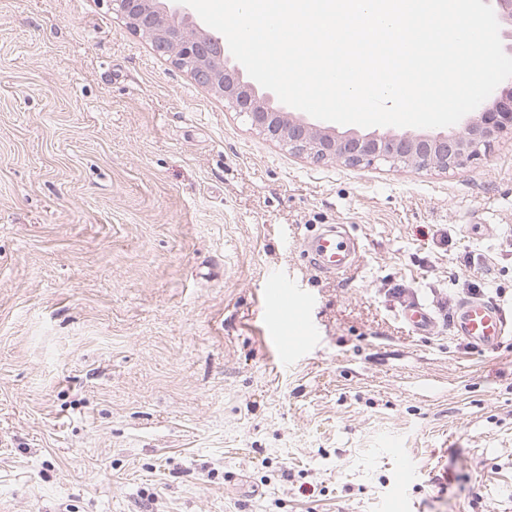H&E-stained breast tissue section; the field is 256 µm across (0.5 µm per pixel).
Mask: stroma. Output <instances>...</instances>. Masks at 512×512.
Listing matches in <instances>:
<instances>
[{
	"label": "stroma",
	"instance_id": "35a3bbf8",
	"mask_svg": "<svg viewBox=\"0 0 512 512\" xmlns=\"http://www.w3.org/2000/svg\"><path fill=\"white\" fill-rule=\"evenodd\" d=\"M326 224L360 243L347 274L300 247ZM510 235L512 137L447 173L316 164L110 0H0V501L388 512L398 448L412 512H512V337L449 322L475 277L512 312ZM275 279L315 336L284 366ZM402 319L413 333L420 336H430L437 326L433 312L424 304H414L405 308Z\"/></svg>",
	"mask_w": 512,
	"mask_h": 512
}]
</instances>
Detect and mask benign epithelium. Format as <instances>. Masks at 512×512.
<instances>
[{
  "label": "benign epithelium",
  "instance_id": "7a95c632",
  "mask_svg": "<svg viewBox=\"0 0 512 512\" xmlns=\"http://www.w3.org/2000/svg\"><path fill=\"white\" fill-rule=\"evenodd\" d=\"M493 1L498 22L512 53V0ZM112 13L159 54L198 85L224 98L229 109L251 126L314 161L346 166L384 162L442 172L461 168L506 132H512V94L480 105L456 129L438 132H365L311 121L305 113L280 102L231 54L225 37L194 19L191 7L175 0H109Z\"/></svg>",
  "mask_w": 512,
  "mask_h": 512
}]
</instances>
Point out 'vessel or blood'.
Wrapping results in <instances>:
<instances>
[{"label":"vessel or blood","instance_id":"vessel-or-blood-1","mask_svg":"<svg viewBox=\"0 0 512 512\" xmlns=\"http://www.w3.org/2000/svg\"><path fill=\"white\" fill-rule=\"evenodd\" d=\"M303 247L313 266L329 275L352 270L359 253L356 238L336 230L332 225L305 239ZM264 305L274 313L272 330H291L288 352L293 353L311 345L312 330L304 318L306 301L302 294L285 284L276 283L266 290ZM402 319L413 333L420 336L431 335L437 326L433 312L423 304L405 308ZM451 329L454 335L465 339L477 351L490 353L499 350L507 335L512 333V317L498 304L471 299L458 305L451 320ZM414 475L413 461L401 458L389 499L390 512H407L404 493Z\"/></svg>","mask_w":512,"mask_h":512}]
</instances>
